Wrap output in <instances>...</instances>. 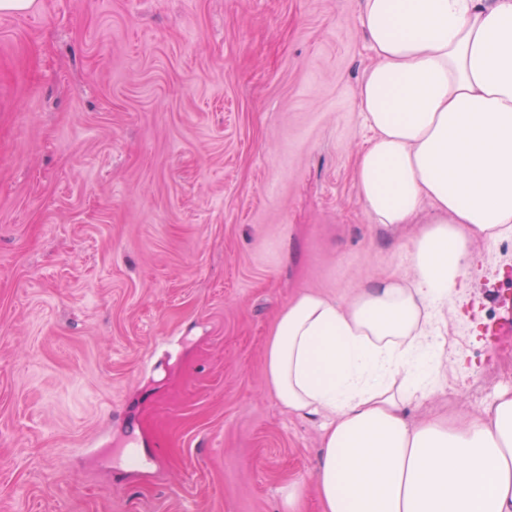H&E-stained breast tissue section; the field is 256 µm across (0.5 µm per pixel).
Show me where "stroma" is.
Listing matches in <instances>:
<instances>
[{
  "label": "stroma",
  "mask_w": 512,
  "mask_h": 512,
  "mask_svg": "<svg viewBox=\"0 0 512 512\" xmlns=\"http://www.w3.org/2000/svg\"><path fill=\"white\" fill-rule=\"evenodd\" d=\"M360 0H35L0 14V512H322L317 416L270 393L303 292L408 268L353 163ZM409 422L512 390V234L478 240Z\"/></svg>",
  "instance_id": "obj_1"
}]
</instances>
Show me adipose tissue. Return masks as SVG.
Masks as SVG:
<instances>
[{"mask_svg": "<svg viewBox=\"0 0 512 512\" xmlns=\"http://www.w3.org/2000/svg\"><path fill=\"white\" fill-rule=\"evenodd\" d=\"M373 54L358 86L371 131L358 197L414 224L408 273L347 303L297 295L265 349L270 391L323 415V512H512V392L459 426L409 423L448 374L438 327L475 236L512 232V0H361Z\"/></svg>", "mask_w": 512, "mask_h": 512, "instance_id": "obj_1", "label": "adipose tissue"}]
</instances>
